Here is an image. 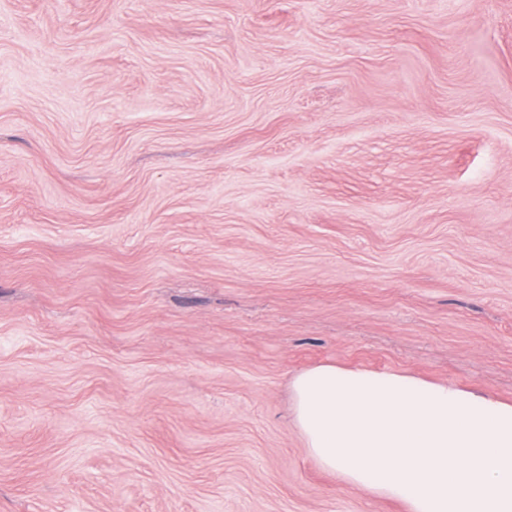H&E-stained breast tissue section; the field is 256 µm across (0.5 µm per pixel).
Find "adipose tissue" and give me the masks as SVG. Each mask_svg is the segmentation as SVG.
Wrapping results in <instances>:
<instances>
[{"instance_id": "ef3b65f1", "label": "adipose tissue", "mask_w": 512, "mask_h": 512, "mask_svg": "<svg viewBox=\"0 0 512 512\" xmlns=\"http://www.w3.org/2000/svg\"><path fill=\"white\" fill-rule=\"evenodd\" d=\"M291 390L309 455L346 484L407 512H512V402L329 363Z\"/></svg>"}]
</instances>
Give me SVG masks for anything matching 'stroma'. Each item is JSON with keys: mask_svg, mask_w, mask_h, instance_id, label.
Instances as JSON below:
<instances>
[{"mask_svg": "<svg viewBox=\"0 0 512 512\" xmlns=\"http://www.w3.org/2000/svg\"><path fill=\"white\" fill-rule=\"evenodd\" d=\"M323 363L512 400V0H0V512H405Z\"/></svg>", "mask_w": 512, "mask_h": 512, "instance_id": "stroma-1", "label": "stroma"}]
</instances>
